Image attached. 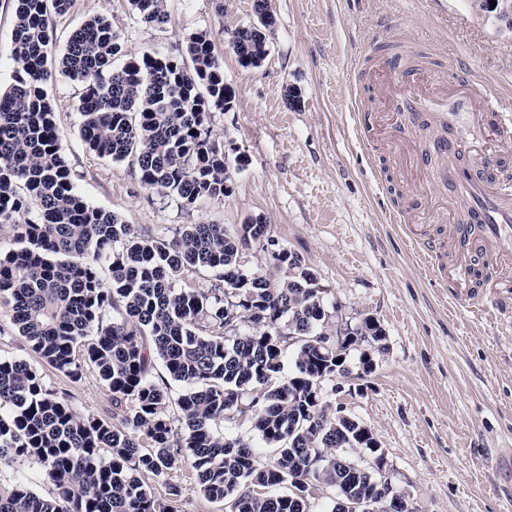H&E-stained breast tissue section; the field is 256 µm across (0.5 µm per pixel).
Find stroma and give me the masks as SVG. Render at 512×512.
<instances>
[{
    "mask_svg": "<svg viewBox=\"0 0 512 512\" xmlns=\"http://www.w3.org/2000/svg\"><path fill=\"white\" fill-rule=\"evenodd\" d=\"M276 20L269 54L247 69L222 34L253 21L252 0H168L164 29L140 21L129 0H75L55 20L56 49L83 20L104 16L126 52L151 48L184 57L187 38L212 33L234 90L232 107L214 111L210 128L230 161L224 200L183 207L145 189L131 162L90 151L78 133L81 84L47 87L79 193L137 228L165 236L183 224L235 229L262 217L280 247L317 277L326 306L355 326L374 317L386 332L375 370L358 378L360 346L349 372L324 383L331 411L366 426L385 452L395 493L418 512H512V307L494 317L464 316L467 293L449 297L427 275L397 225L416 221L435 198L451 196L440 157L414 163L428 132L406 113L387 120L395 79L377 77L395 44L430 54L429 77L412 105L423 113L468 110L456 76L487 85L489 102L512 96V36L499 34L468 0H269ZM301 92L286 99L287 88ZM376 116L378 136L362 143L357 110ZM244 168H234L236 157ZM0 304V358L23 360L69 395L82 415L111 419L112 395L94 372L80 382L44 363Z\"/></svg>",
    "mask_w": 512,
    "mask_h": 512,
    "instance_id": "obj_1",
    "label": "stroma"
}]
</instances>
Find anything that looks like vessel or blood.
<instances>
[{"instance_id": "1", "label": "vessel or blood", "mask_w": 512, "mask_h": 512, "mask_svg": "<svg viewBox=\"0 0 512 512\" xmlns=\"http://www.w3.org/2000/svg\"><path fill=\"white\" fill-rule=\"evenodd\" d=\"M469 90L468 118L479 132L472 144L476 163L456 170L462 195L445 205L460 219L434 231L423 224L401 230L444 287L477 289L479 310L492 316L512 303V183L494 174L498 148L512 144V113L488 111L480 82Z\"/></svg>"}]
</instances>
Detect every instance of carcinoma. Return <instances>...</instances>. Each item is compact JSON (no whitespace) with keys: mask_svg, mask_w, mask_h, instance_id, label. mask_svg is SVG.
Returning a JSON list of instances; mask_svg holds the SVG:
<instances>
[{"mask_svg":"<svg viewBox=\"0 0 512 512\" xmlns=\"http://www.w3.org/2000/svg\"><path fill=\"white\" fill-rule=\"evenodd\" d=\"M15 2L13 83L0 90V224L14 226L16 247L0 250V296L41 359L73 382L93 370L121 414L117 424L83 416L36 368L0 359V466L35 460L52 486L45 496L24 481L0 484V512H173L182 486L172 471L186 468L229 512H311L328 488L350 504L376 496L384 475L350 460L355 450L374 453L371 431L327 413L321 385L348 370L336 348L318 345L326 308L301 258L269 251L254 225L251 239L282 273L273 281L244 269L222 224L161 238L77 190L45 90L57 75L84 87L80 135L90 150L131 160L145 188L183 207L224 199L228 163L209 122L234 95L211 34L188 38L190 69L155 50L127 56L103 17L83 21L58 52L53 18L74 0ZM130 2L143 23L167 24V0ZM254 14L227 31L245 68L261 66L274 25L259 0ZM200 269L216 283L190 287ZM110 309L121 319L104 320ZM290 346L296 372L282 380ZM157 360L169 379L154 374ZM171 379L184 386L175 398ZM231 420L249 421L276 455L263 460L214 431ZM144 472L165 478L169 503L144 485Z\"/></svg>","mask_w":512,"mask_h":512,"instance_id":"obj_1","label":"carcinoma"}]
</instances>
